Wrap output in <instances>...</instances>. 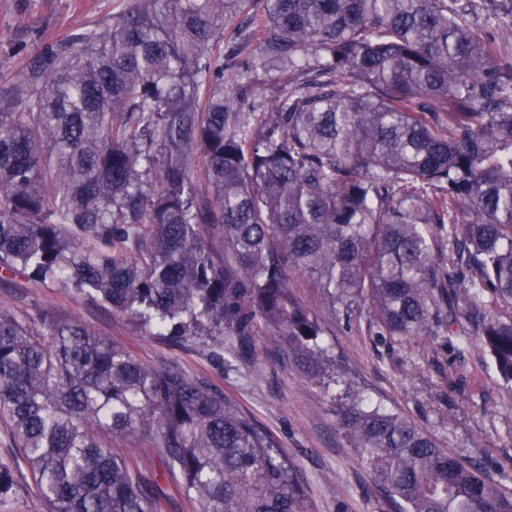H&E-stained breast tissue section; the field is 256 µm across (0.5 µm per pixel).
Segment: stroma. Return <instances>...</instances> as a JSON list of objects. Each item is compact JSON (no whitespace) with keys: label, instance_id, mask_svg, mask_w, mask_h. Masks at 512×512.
<instances>
[{"label":"stroma","instance_id":"1","mask_svg":"<svg viewBox=\"0 0 512 512\" xmlns=\"http://www.w3.org/2000/svg\"><path fill=\"white\" fill-rule=\"evenodd\" d=\"M129 4L0 0V43H26L25 51L0 69V81L8 82L45 45L112 25ZM253 50V45L237 43L236 56L224 59V77L272 96L282 84L278 69L243 77L235 65L236 58ZM298 294L318 315L325 331L322 343L333 361L332 376L317 382L283 349L263 350L256 361L244 362L228 347L219 360L212 346H171L65 284H44L21 275L0 278V310L19 317L47 310L80 318L140 360L206 378L235 399L279 439L304 485L307 512H398L353 452L336 419L334 399L340 388L334 377L344 372L373 403L401 413L461 456L487 462L491 475L512 487V389L503 386L477 338H470L456 354L430 336L392 345L369 329V313H362L360 323L350 327L335 317L315 289L304 286ZM0 461L14 470V487L0 500V512H46L9 430L1 424Z\"/></svg>","mask_w":512,"mask_h":512}]
</instances>
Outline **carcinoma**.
Segmentation results:
<instances>
[{
	"mask_svg": "<svg viewBox=\"0 0 512 512\" xmlns=\"http://www.w3.org/2000/svg\"><path fill=\"white\" fill-rule=\"evenodd\" d=\"M512 0H134L0 88V276L63 282L169 342L315 379L307 281L377 335L477 336L512 387ZM288 90L224 80V25ZM336 415L400 512H512V490L343 379ZM0 422L48 512H160L134 436L200 512H305L277 437L224 391L77 318L0 311ZM106 441L112 444V448H118L120 450H123L124 452L131 451L137 455H140L144 460L146 466L148 467L149 471L157 470L158 473L160 472L158 459L155 456H153L151 448H145L142 445L138 444L137 442H130L129 440L114 441L112 437H106Z\"/></svg>",
	"mask_w": 512,
	"mask_h": 512,
	"instance_id": "1",
	"label": "carcinoma"
}]
</instances>
